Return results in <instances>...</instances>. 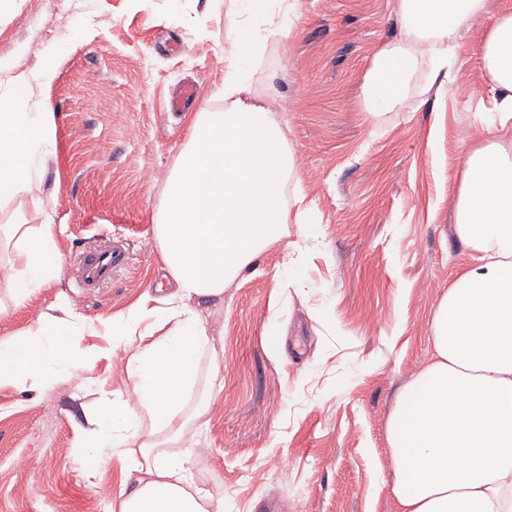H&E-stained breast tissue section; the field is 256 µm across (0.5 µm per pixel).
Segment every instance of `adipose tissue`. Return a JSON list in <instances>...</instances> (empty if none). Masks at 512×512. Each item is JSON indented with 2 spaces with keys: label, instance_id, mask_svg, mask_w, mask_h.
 <instances>
[{
  "label": "adipose tissue",
  "instance_id": "obj_1",
  "mask_svg": "<svg viewBox=\"0 0 512 512\" xmlns=\"http://www.w3.org/2000/svg\"><path fill=\"white\" fill-rule=\"evenodd\" d=\"M405 27L456 40L484 9V0H394ZM227 37L234 64L224 81L229 104L195 113L171 171L154 242L165 270L161 309L138 302L104 320L113 350L125 354L131 388L105 400L91 420L79 459L96 472L107 457L128 460L131 486L117 512H224V499L196 485L190 456L176 446L190 423L211 411L210 399L188 406L201 355L209 349V318L224 291L267 249L284 226L313 237L314 208L283 188L296 171L284 136V116L244 104V66L255 47L242 30ZM411 47L384 48L375 58L373 108L400 102L409 66L425 64ZM493 84L479 113L490 136L464 151L455 200V235L465 259L431 320L432 353L398 393L387 422L394 460L390 492L397 512H512V14L500 17L486 43ZM11 101L0 105V200L36 181L56 146L47 112H30L26 78L11 79ZM13 239L0 285L15 304L61 281L63 255L51 224H4ZM57 317H38L17 337L0 340V386L31 381L52 388L87 368L78 351L96 328L68 297Z\"/></svg>",
  "mask_w": 512,
  "mask_h": 512
}]
</instances>
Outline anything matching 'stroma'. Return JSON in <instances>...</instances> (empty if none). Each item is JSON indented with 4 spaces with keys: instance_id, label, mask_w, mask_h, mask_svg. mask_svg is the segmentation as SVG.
I'll list each match as a JSON object with an SVG mask.
<instances>
[{
    "instance_id": "1",
    "label": "stroma",
    "mask_w": 512,
    "mask_h": 512,
    "mask_svg": "<svg viewBox=\"0 0 512 512\" xmlns=\"http://www.w3.org/2000/svg\"><path fill=\"white\" fill-rule=\"evenodd\" d=\"M49 5L0 0V61L30 78L28 107L52 112L57 132L38 182L0 204V225L54 224L66 271L20 306L0 287V339L54 315L59 294H76L80 250L111 239L128 265L79 312L95 323L154 290L166 180L193 112L225 107V32L241 28L258 45L242 98L284 113L299 161L285 195L304 193L318 236L302 287L289 286L277 245L225 291L193 392L215 407L181 450L196 456L198 486L223 488L224 512H256L264 498L288 512H395L387 421L430 356L432 315L462 260L460 149L486 137L467 91L490 82L485 44L512 0H486L447 66L407 70L404 99L379 112L367 99L374 54L404 37L393 0H288L284 22L272 0L250 16L232 0H55L61 34L27 23ZM48 63L54 81H34ZM186 80L198 102L170 111ZM273 330L282 345H269ZM128 383L118 354L48 391L0 387V512H111L124 464L109 458L92 475L77 456L100 403Z\"/></svg>"
}]
</instances>
